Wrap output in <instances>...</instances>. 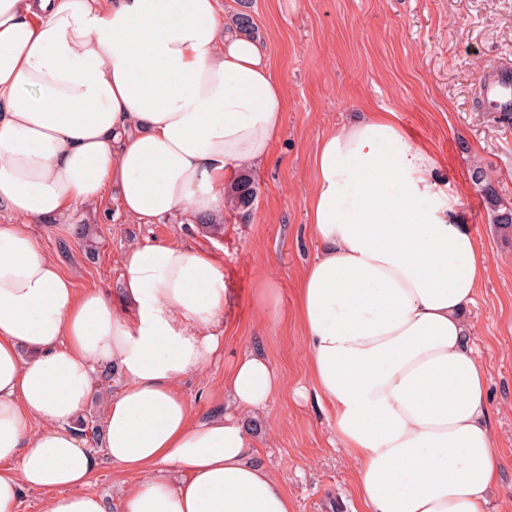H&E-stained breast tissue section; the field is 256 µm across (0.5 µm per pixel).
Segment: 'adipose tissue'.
<instances>
[{
    "mask_svg": "<svg viewBox=\"0 0 512 512\" xmlns=\"http://www.w3.org/2000/svg\"><path fill=\"white\" fill-rule=\"evenodd\" d=\"M286 103L262 46L221 0H0V512H107L75 421L100 367L121 387L106 456L136 474L121 512H293L252 459L246 416L279 392L246 351L224 412L178 388L222 348L224 270L181 244L129 246L119 300L76 288L31 227L114 197L138 224L224 215V188L265 161ZM430 150L391 111L323 136L299 284L316 396L356 463L364 512H488L498 455L487 368L467 316L487 272Z\"/></svg>",
    "mask_w": 512,
    "mask_h": 512,
    "instance_id": "1",
    "label": "adipose tissue"
}]
</instances>
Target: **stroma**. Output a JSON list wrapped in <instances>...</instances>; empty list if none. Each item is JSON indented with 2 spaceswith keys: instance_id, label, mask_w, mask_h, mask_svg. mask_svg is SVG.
Instances as JSON below:
<instances>
[{
  "instance_id": "obj_1",
  "label": "stroma",
  "mask_w": 512,
  "mask_h": 512,
  "mask_svg": "<svg viewBox=\"0 0 512 512\" xmlns=\"http://www.w3.org/2000/svg\"><path fill=\"white\" fill-rule=\"evenodd\" d=\"M258 41L284 88L283 130L251 171L249 215L228 211L212 235L183 217L136 224L115 201L78 207L97 243L88 253L73 234L40 226L50 256L78 289L119 295L127 246L168 241L224 267V345L180 390L195 416L224 409V371L246 350L268 357L282 387L252 431L253 457L287 491L293 512H362L355 464L336 444L333 417L315 396L296 317L298 283L317 253L307 223L313 159L322 137L354 112H395L427 146L434 174L459 197L462 222L488 258L470 318L488 368L487 395L500 461L490 512H512V244H504L473 183L482 168L512 202V122L489 112L481 77L512 63V0H250ZM272 297L257 306L260 284Z\"/></svg>"
}]
</instances>
